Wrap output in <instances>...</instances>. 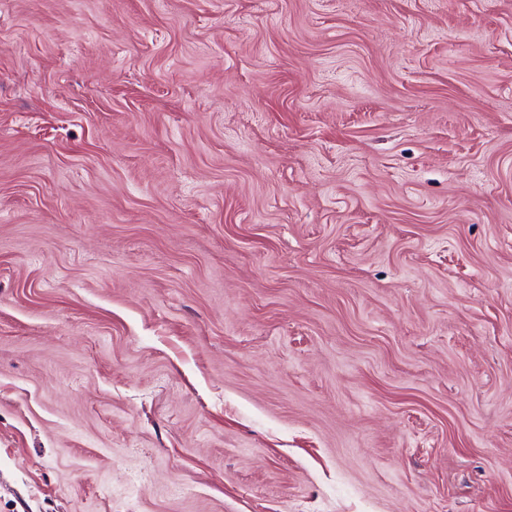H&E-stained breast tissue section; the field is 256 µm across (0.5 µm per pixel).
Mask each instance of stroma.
I'll use <instances>...</instances> for the list:
<instances>
[{
    "mask_svg": "<svg viewBox=\"0 0 512 512\" xmlns=\"http://www.w3.org/2000/svg\"><path fill=\"white\" fill-rule=\"evenodd\" d=\"M0 512H512V0H0Z\"/></svg>",
    "mask_w": 512,
    "mask_h": 512,
    "instance_id": "1",
    "label": "stroma"
}]
</instances>
